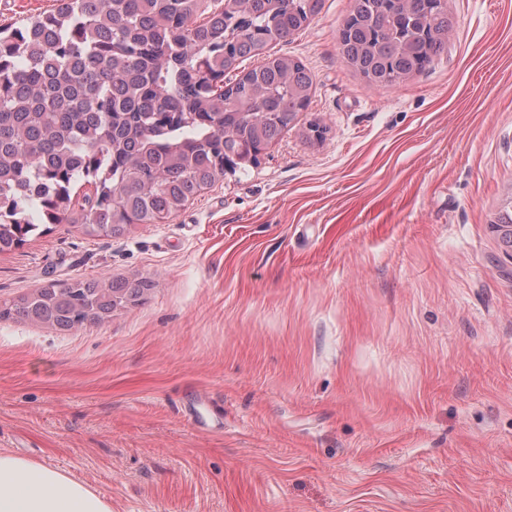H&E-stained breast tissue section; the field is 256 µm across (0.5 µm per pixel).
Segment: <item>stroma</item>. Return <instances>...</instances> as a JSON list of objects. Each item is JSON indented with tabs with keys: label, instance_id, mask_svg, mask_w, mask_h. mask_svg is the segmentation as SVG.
Listing matches in <instances>:
<instances>
[{
	"label": "stroma",
	"instance_id": "stroma-1",
	"mask_svg": "<svg viewBox=\"0 0 512 512\" xmlns=\"http://www.w3.org/2000/svg\"><path fill=\"white\" fill-rule=\"evenodd\" d=\"M447 3V53L374 90L325 0L272 48L314 93L259 165L166 223L0 254V304L152 283L101 325L0 320V450L112 512H512V0Z\"/></svg>",
	"mask_w": 512,
	"mask_h": 512
}]
</instances>
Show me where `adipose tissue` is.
<instances>
[{
	"label": "adipose tissue",
	"mask_w": 512,
	"mask_h": 512,
	"mask_svg": "<svg viewBox=\"0 0 512 512\" xmlns=\"http://www.w3.org/2000/svg\"><path fill=\"white\" fill-rule=\"evenodd\" d=\"M0 512H112V504L64 471L1 450Z\"/></svg>",
	"instance_id": "1"
}]
</instances>
